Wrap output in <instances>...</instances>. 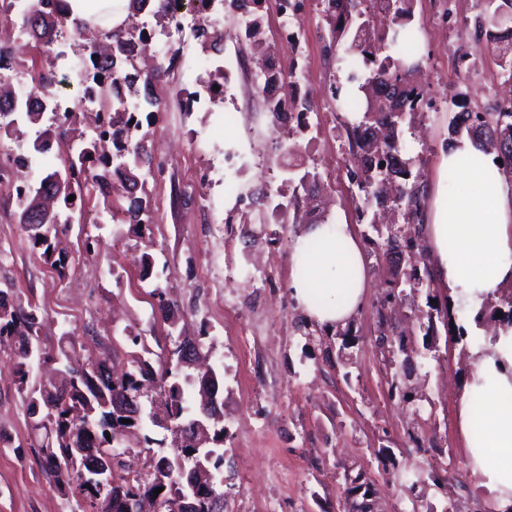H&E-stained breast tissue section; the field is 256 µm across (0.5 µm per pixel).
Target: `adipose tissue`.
I'll use <instances>...</instances> for the list:
<instances>
[{
    "label": "adipose tissue",
    "instance_id": "ef3b65f1",
    "mask_svg": "<svg viewBox=\"0 0 512 512\" xmlns=\"http://www.w3.org/2000/svg\"><path fill=\"white\" fill-rule=\"evenodd\" d=\"M70 21L112 31L130 0H66ZM425 227L438 282L465 302L464 328L482 337L470 350L471 369L457 409L468 463L500 512H512V323L484 333L475 317L496 292L512 285V181L491 158L460 138L441 151ZM292 296L320 326L348 323L362 306L368 277L361 247L345 224H307L290 253ZM485 404L474 423V398Z\"/></svg>",
    "mask_w": 512,
    "mask_h": 512
}]
</instances>
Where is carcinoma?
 <instances>
[{"label": "carcinoma", "instance_id": "carcinoma-1", "mask_svg": "<svg viewBox=\"0 0 512 512\" xmlns=\"http://www.w3.org/2000/svg\"><path fill=\"white\" fill-rule=\"evenodd\" d=\"M413 4L414 0H329L323 13L330 46L341 48L336 55L338 69L345 73L344 82L334 88V99L340 108L362 113L358 123L341 125L349 150L361 158L352 171L361 210L373 205L389 207L419 234L424 225L422 200L426 186L419 175L412 173L401 138L402 126L424 117V107L431 103L424 89L412 80L420 62L410 65L406 61L417 45ZM21 24L48 49L68 31L80 38L89 32L85 27L69 26L65 10H37L25 16ZM475 30L479 50L493 56L501 75L512 81V0H483ZM109 39L108 55L101 59L96 41H90L84 72L92 84L86 86L84 96L97 94L106 102L110 86L122 84L126 88L128 96L113 103L100 130V137L112 140L113 159H101L99 165H92L95 145L89 144L79 153L68 155L62 169L47 175L39 186L27 183L18 189L20 223L33 245L47 251L60 224L70 220H61L58 212L41 215L39 191L52 194L72 211L76 202L68 201L69 196L78 195L86 185L97 188L105 183L110 164H117L136 188L150 158L149 131L143 123H152L153 113L160 111L162 104L149 97L132 105L128 97H140L141 86L165 75L166 69L145 76L136 70L133 61L139 44L146 41L144 32L113 33ZM2 101L12 103V108L0 112V130L9 131L20 118L32 124L39 122L41 113L21 105V99L0 76ZM463 133L493 156V162L512 179L511 101L492 112L463 110L454 114L448 122V144ZM149 212L147 197H130L123 209L126 223L135 225L148 220ZM375 232L379 233L381 246L403 254L410 267L408 282H394L385 296V303H394L403 287L417 288L430 280V262L425 249L399 235L396 225H387L383 233L378 228ZM39 329L37 307H24L0 291V346L7 345L13 351L19 389L26 394L31 416L39 417L32 431H45L46 441L40 445L43 464L56 474L64 492L73 499L71 512H125L124 501L133 491L152 498L158 512H173V505L186 494L179 472L182 466L188 470L200 466L212 475L209 481H197V512H223L213 507L215 499L224 497V477L220 473L224 465V427L218 418L209 420L213 434L208 445L197 449L180 444L171 456L161 451L159 462L146 474L134 468L141 450L140 443L130 440V430L149 417L146 404L153 403L155 388L163 389L170 424L178 426L201 417V411L209 407L205 395L220 391L219 375L173 373L138 355L119 371L106 358L90 360L79 369L71 366L68 351L61 349L56 359L64 363L65 376L60 384L47 388L38 381L30 382L31 351L39 347ZM398 351L404 352V345H399ZM396 352L389 351L387 358L394 367L389 395L405 399L415 366L408 356L396 358ZM123 402L134 406L126 415L114 408V404ZM123 418L131 423H121ZM116 448L124 449L125 461L115 465L111 482L101 486L81 481V473L89 474L96 464L114 459ZM160 487L163 491L159 493Z\"/></svg>", "mask_w": 512, "mask_h": 512}]
</instances>
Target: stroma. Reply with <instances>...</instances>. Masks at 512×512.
<instances>
[{
    "label": "stroma",
    "instance_id": "35a3bbf8",
    "mask_svg": "<svg viewBox=\"0 0 512 512\" xmlns=\"http://www.w3.org/2000/svg\"><path fill=\"white\" fill-rule=\"evenodd\" d=\"M480 10L479 0L414 2L424 40L419 80L434 107L409 154L429 186L455 95L465 93L471 110L490 112L512 90L493 57L478 51ZM323 23L321 0H305L300 50L309 59L308 87L323 110L318 125L295 141L304 166L320 173L315 193L338 223L351 225L367 261V299L347 334L306 336L298 328L305 314L288 288L295 205L287 203L275 219L265 205L270 186L284 179L272 145L287 133L265 112L259 90L244 82L221 108H179V96L210 72L192 35L171 50L169 72L154 86L163 110L150 131L164 173L144 180L151 223H102L112 207L125 204V194L118 186L107 197L87 191L56 242L68 261L60 273L29 240L15 195L2 187L0 289L37 306L44 351L62 344L79 363L107 356L120 366L146 351L155 363L166 362L168 324L153 294L161 287L176 304L183 335L202 337L222 374L224 512H351L362 503L370 512H444L450 505L456 512H495L470 472L455 422L470 371V341L456 327L425 335L415 316L432 299L446 298V291L434 282L408 289L403 304H381L389 282L409 269L375 245V231L356 212L348 149L323 130L345 119L330 98V84L343 75L316 36ZM0 43L15 50L9 81L20 92L31 87L34 62L63 74L88 55L76 37L62 40L58 54H40L35 39H18L7 22L0 23ZM92 123L90 112L78 113L65 138L38 155L35 139L55 128L47 113L19 132L0 131V149L36 155V163L19 172L35 184L61 168L69 141ZM228 156L235 159L229 169ZM203 173L204 183L198 180ZM89 236L99 240L92 253L83 246ZM145 253L153 259L147 273L139 264ZM133 333L139 344L131 343ZM401 341L417 364L415 406L388 395L385 356ZM14 363L1 349L0 431L6 441L0 444V512H69L60 484L41 463ZM433 468L440 469L442 484L428 480ZM348 469L363 474L360 488L346 484Z\"/></svg>",
    "mask_w": 512,
    "mask_h": 512
}]
</instances>
